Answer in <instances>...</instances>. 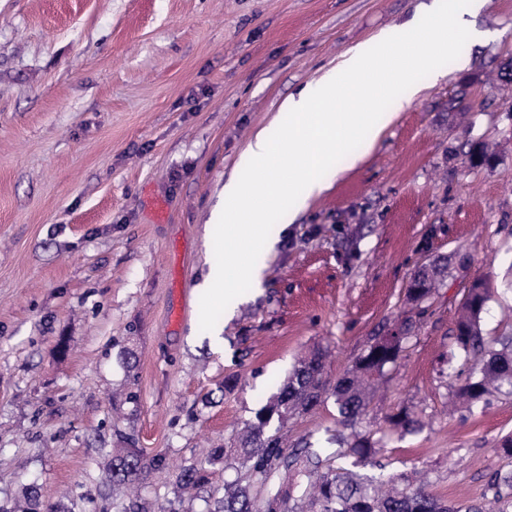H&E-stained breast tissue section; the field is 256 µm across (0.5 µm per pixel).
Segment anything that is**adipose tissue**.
Here are the masks:
<instances>
[{
	"instance_id": "ef3b65f1",
	"label": "adipose tissue",
	"mask_w": 512,
	"mask_h": 512,
	"mask_svg": "<svg viewBox=\"0 0 512 512\" xmlns=\"http://www.w3.org/2000/svg\"><path fill=\"white\" fill-rule=\"evenodd\" d=\"M484 0H432L418 18L383 30L346 51L315 85L288 96L269 126L257 131L237 173L224 185L213 215L224 228V255L203 285L208 300H225L235 281L258 283L274 249L259 233L270 210L307 209L331 187L321 175L338 156L351 169L368 156L400 112L422 92L410 56L424 44L430 57L454 54L465 15ZM293 158L283 167L282 156Z\"/></svg>"
}]
</instances>
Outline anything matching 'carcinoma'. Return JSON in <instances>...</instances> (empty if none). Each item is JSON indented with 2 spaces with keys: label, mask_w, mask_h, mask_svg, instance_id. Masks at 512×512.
<instances>
[{
  "label": "carcinoma",
  "mask_w": 512,
  "mask_h": 512,
  "mask_svg": "<svg viewBox=\"0 0 512 512\" xmlns=\"http://www.w3.org/2000/svg\"><path fill=\"white\" fill-rule=\"evenodd\" d=\"M444 273L445 267L436 265L431 273L418 274L416 295L406 296L417 308L416 318L425 316L424 298L437 293L435 285H444ZM488 299L489 288L483 280L478 287L467 289L452 330L456 353L448 360V378L458 381L455 396L470 408L488 402L505 388L512 393V336L500 337L501 348L490 349L482 334L481 316ZM407 340L390 330L370 338L352 368L331 390L322 381L323 355L317 352L301 360L279 392L246 423L233 447L216 449L175 473V493L203 487L206 472L222 465L237 470L239 477L224 484L223 495L213 498L214 508L209 512H481L477 505L462 507L425 485L413 487L403 474L388 475L391 488L379 493L373 487L375 478L337 464L350 452L363 457L374 451L365 438L357 440L348 452L340 447L327 454L324 447L308 438L290 449L288 440L279 435V429L288 421L313 411L330 395L335 398L340 424L356 423L379 390L378 377L399 360ZM274 420L279 428L271 431L269 426ZM388 423L403 430L419 425L404 410L390 415ZM106 457L104 473L108 484L139 488L145 474L139 449L113 448ZM485 496L496 503L511 500L512 472H492ZM118 507L117 512H176L170 503L152 509L138 494L118 503ZM24 509L63 512L56 503L42 504L37 487L31 484L24 489Z\"/></svg>",
  "instance_id": "carcinoma-1"
}]
</instances>
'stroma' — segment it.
Segmentation results:
<instances>
[{
    "instance_id": "35a3bbf8",
    "label": "stroma",
    "mask_w": 512,
    "mask_h": 512,
    "mask_svg": "<svg viewBox=\"0 0 512 512\" xmlns=\"http://www.w3.org/2000/svg\"><path fill=\"white\" fill-rule=\"evenodd\" d=\"M430 0H0V502L37 483L75 512H114L103 449L129 444L172 472L235 440L296 360L328 351L327 385L407 315L424 253L448 259L402 359L347 439L406 410L360 473H413L476 504L512 435V394L452 408L448 351L469 277L491 286L485 338L512 331V0L470 16L467 58L421 66L424 86L370 155L289 226L232 315L203 310L226 180L283 99ZM442 77H435V70ZM487 157L471 163L474 149ZM443 226L428 251L430 227ZM223 330V348L208 333ZM233 391L222 392L225 379ZM334 401L289 440L339 428Z\"/></svg>"
}]
</instances>
